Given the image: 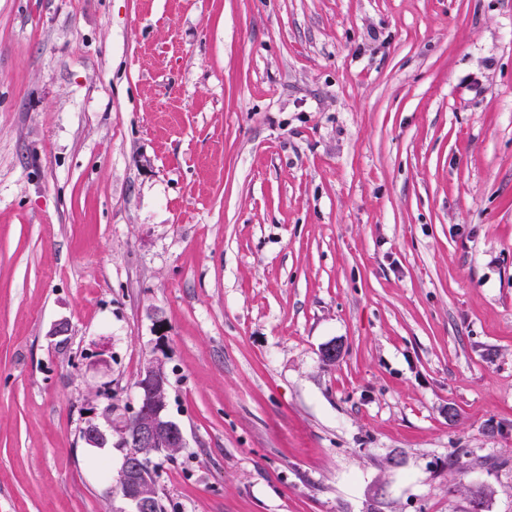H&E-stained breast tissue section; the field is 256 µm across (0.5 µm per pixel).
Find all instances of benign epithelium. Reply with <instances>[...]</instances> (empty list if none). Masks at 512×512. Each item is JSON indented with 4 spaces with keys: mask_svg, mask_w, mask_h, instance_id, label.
I'll list each match as a JSON object with an SVG mask.
<instances>
[{
    "mask_svg": "<svg viewBox=\"0 0 512 512\" xmlns=\"http://www.w3.org/2000/svg\"><path fill=\"white\" fill-rule=\"evenodd\" d=\"M137 387L139 401L132 428L119 431L120 443L128 452L118 474V485L133 512H153L157 488L142 468V449L159 452L184 448L186 440L181 427L166 412L168 375L159 360L154 359L143 367ZM82 438L90 448H103L109 443L110 435L90 422Z\"/></svg>",
    "mask_w": 512,
    "mask_h": 512,
    "instance_id": "7a95c632",
    "label": "benign epithelium"
}]
</instances>
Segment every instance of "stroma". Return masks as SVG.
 Wrapping results in <instances>:
<instances>
[{
  "instance_id": "35a3bbf8",
  "label": "stroma",
  "mask_w": 512,
  "mask_h": 512,
  "mask_svg": "<svg viewBox=\"0 0 512 512\" xmlns=\"http://www.w3.org/2000/svg\"><path fill=\"white\" fill-rule=\"evenodd\" d=\"M155 358L165 512H512V0H0V512Z\"/></svg>"
}]
</instances>
